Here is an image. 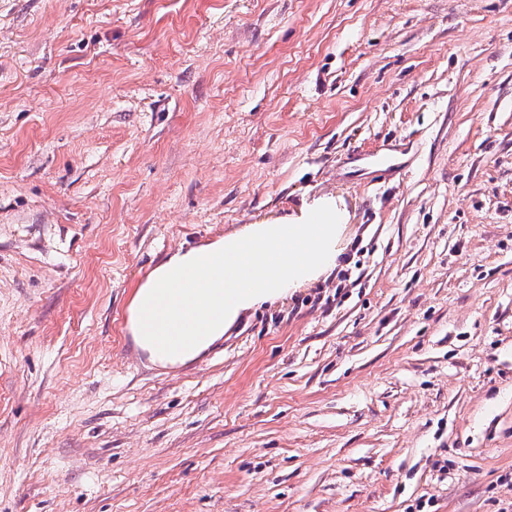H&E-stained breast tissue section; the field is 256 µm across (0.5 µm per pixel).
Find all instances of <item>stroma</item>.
<instances>
[{"label":"stroma","mask_w":512,"mask_h":512,"mask_svg":"<svg viewBox=\"0 0 512 512\" xmlns=\"http://www.w3.org/2000/svg\"><path fill=\"white\" fill-rule=\"evenodd\" d=\"M323 195L346 267L134 350ZM0 512H512V0H0ZM348 221L341 196H322L287 216L180 247L133 292L126 329L135 347L164 368L195 360L248 310L284 300L338 268ZM200 281L204 288H197ZM155 336L182 337L164 348Z\"/></svg>","instance_id":"1"}]
</instances>
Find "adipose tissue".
I'll return each mask as SVG.
<instances>
[{
	"instance_id": "ef3b65f1",
	"label": "adipose tissue",
	"mask_w": 512,
	"mask_h": 512,
	"mask_svg": "<svg viewBox=\"0 0 512 512\" xmlns=\"http://www.w3.org/2000/svg\"><path fill=\"white\" fill-rule=\"evenodd\" d=\"M349 213L339 196L302 201L208 243L181 248L134 290L126 329L148 361L176 367L219 341L248 310L287 298L341 264ZM175 336L164 348L157 337Z\"/></svg>"
}]
</instances>
